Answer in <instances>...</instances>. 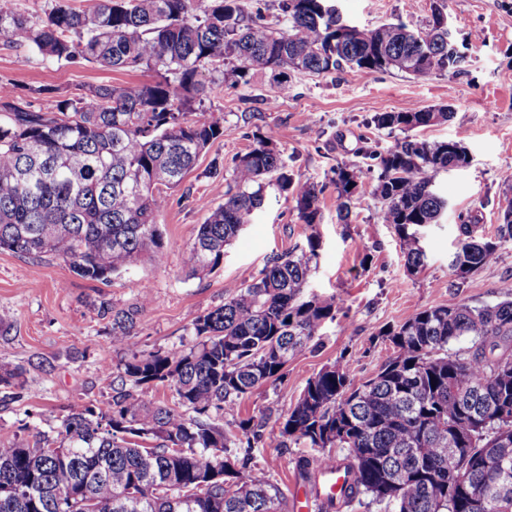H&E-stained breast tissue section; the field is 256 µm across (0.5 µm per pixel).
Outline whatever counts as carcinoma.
I'll return each instance as SVG.
<instances>
[{
	"label": "carcinoma",
	"mask_w": 512,
	"mask_h": 512,
	"mask_svg": "<svg viewBox=\"0 0 512 512\" xmlns=\"http://www.w3.org/2000/svg\"><path fill=\"white\" fill-rule=\"evenodd\" d=\"M277 7L281 28L267 23L266 0H210L201 11L197 0H94L85 9L55 0L40 22L0 7V36L25 49L26 63L154 72L141 85L60 95L47 110L0 85V249L55 253L90 281L140 263L162 265L170 243L159 217L169 193L224 136V119L192 110L205 92V70L228 67L248 85L258 74L276 82L287 71L396 68L426 76L466 63L440 21L447 0H433L432 21L421 31L401 21L348 27L331 0H278ZM449 117L443 106L381 112L372 122L412 131ZM460 148L459 140L409 136L384 151L359 147L362 164L334 171L337 216L347 218L364 180L376 175L378 219L393 226L407 268L418 270L426 259L420 231L448 208L432 174L469 163ZM231 181L185 251L194 275L223 263L268 186L291 196L302 223H321L322 190L294 179L268 138L235 158ZM501 214L493 239L461 220L450 262L458 278L512 239L511 197ZM320 247L311 233L300 253L270 258L259 279L195 320L188 351L133 355L107 409L88 406L63 422L65 451L39 440L0 446V512H288L281 488L248 471L264 422L241 419L226 431L212 417L234 413L244 395L280 379L335 319L334 302L306 293ZM504 288L496 305L429 307L389 329L396 355L357 387L347 365L321 370L280 422L282 446L305 444L320 466L346 461L345 504L366 496L388 512H512V354L494 356L512 348V283ZM132 324L131 312H114L112 343L126 344ZM463 338L467 353L451 351ZM159 384L174 391V405L151 402ZM475 415L484 421L480 431L472 428ZM231 446L242 455H224ZM131 487L140 498L127 496Z\"/></svg>",
	"instance_id": "cac0c4a2"
}]
</instances>
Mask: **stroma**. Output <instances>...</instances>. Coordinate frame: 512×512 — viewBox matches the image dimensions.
Here are the masks:
<instances>
[{
	"instance_id": "1",
	"label": "stroma",
	"mask_w": 512,
	"mask_h": 512,
	"mask_svg": "<svg viewBox=\"0 0 512 512\" xmlns=\"http://www.w3.org/2000/svg\"><path fill=\"white\" fill-rule=\"evenodd\" d=\"M342 17L360 28L402 19L416 29L431 18L432 0H335ZM448 23L466 44L469 62L458 73L423 77L391 69L369 75L353 69L330 74H291L287 84L255 76L236 84L221 72H206L207 94L200 109L224 118V135L200 156L182 186L172 192L160 223L171 247L163 266L138 265L101 283L75 274L62 257H28L0 251V367L18 374L15 397L0 401V443L64 448L62 424L87 406L107 408L113 380L141 351L181 353L193 343L195 319L223 305L227 290L259 278L267 258L306 244L308 229L295 203L267 187L263 207L227 246L223 264L196 276L183 264L184 250L204 222L206 205L224 201L235 156L256 136L273 138L296 179L321 186L322 221L311 292L334 299L336 317L326 323L316 347L298 353L283 378L253 389L236 416L264 420V439L253 450L255 471L282 491L292 485L313 489L314 474L300 470L312 449L281 447L279 423L297 403L307 381L323 368L350 364L354 383L372 377L393 355L385 337L416 312L465 303L475 307L501 301V286L512 282V240L501 241L493 258L466 279L456 278L450 261L461 218L471 217L480 234L496 237L500 205L512 187V0H448ZM23 49L0 38V84L42 107L54 91L90 85L134 86L149 82L147 71H114L95 64L23 62ZM449 106L448 121L415 130L428 141L459 139L472 162L435 178L448 200L441 224L422 245L425 265L409 271L393 227L378 223L380 202L371 185L355 197L349 223L336 216L333 169L360 163L358 149H385L403 138L400 130L375 128L379 112ZM220 176H212V168ZM151 300L143 302L142 289ZM129 310L134 326L128 345L112 343V314Z\"/></svg>"
}]
</instances>
